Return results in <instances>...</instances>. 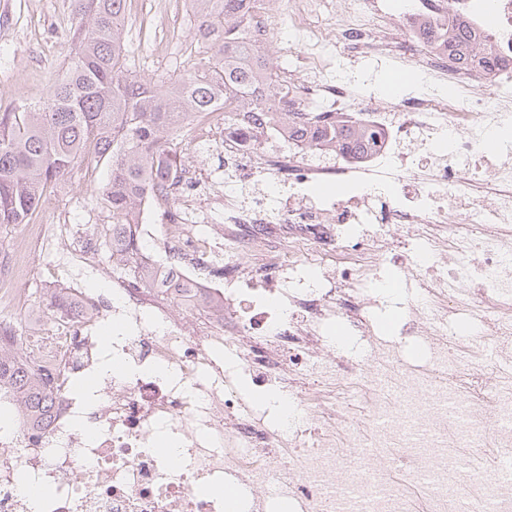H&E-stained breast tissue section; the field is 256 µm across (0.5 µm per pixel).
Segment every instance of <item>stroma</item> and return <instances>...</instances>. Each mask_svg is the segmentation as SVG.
<instances>
[{"instance_id": "obj_1", "label": "stroma", "mask_w": 512, "mask_h": 512, "mask_svg": "<svg viewBox=\"0 0 512 512\" xmlns=\"http://www.w3.org/2000/svg\"><path fill=\"white\" fill-rule=\"evenodd\" d=\"M124 54L130 71L149 79H175L186 73L181 42L166 31H192L190 7L182 0H126ZM75 24L70 0H0V112L38 101L61 78L70 51L69 32ZM398 58L358 59L352 76L362 96L388 102L381 85L401 68ZM107 163L85 162L57 188L50 202L55 214L71 224H108L112 210L103 198ZM403 294L391 295L375 312L383 333L400 338L406 357H413L415 337L403 335L407 315Z\"/></svg>"}]
</instances>
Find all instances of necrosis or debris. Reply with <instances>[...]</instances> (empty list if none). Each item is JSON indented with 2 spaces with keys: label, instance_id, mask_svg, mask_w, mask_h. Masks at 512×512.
I'll list each match as a JSON object with an SVG mask.
<instances>
[{
  "label": "necrosis or debris",
  "instance_id": "obj_1",
  "mask_svg": "<svg viewBox=\"0 0 512 512\" xmlns=\"http://www.w3.org/2000/svg\"><path fill=\"white\" fill-rule=\"evenodd\" d=\"M318 0H251L246 41L272 44L282 24L299 37L295 67L275 104L254 100L194 113L187 124L200 150L224 156V171L248 174L258 192L205 200L220 177L182 166L165 191L145 193L133 229L147 249L154 287L93 264L98 245L84 225L41 216L25 225L11 266L26 279L39 251H53L57 279L100 275L104 302L81 288L35 336L0 318V343L17 341L28 360L56 377L54 416L36 429L15 418L0 435V512H31L20 478L46 487L41 512H234L226 484L258 488L248 512H411L409 488L427 512H512V0H336L327 31L307 24ZM496 22L483 23L486 12ZM463 16L477 31L478 58L459 66L446 45L418 40L408 58L428 91L382 107L336 74L335 49L352 58L393 55L398 36ZM337 112L381 134L362 159L329 161L288 137V113ZM496 139L497 152L484 149ZM237 224H318L277 248L264 235L237 243ZM175 220L179 264L163 258L158 226ZM276 267V280L251 272L224 279L201 260L226 251ZM335 260L319 287L298 288L303 258ZM411 268L418 297L408 335L423 365L400 345L360 362L351 336L372 337L374 290L389 289L379 268ZM475 291V304L454 296ZM331 360L319 354L336 330ZM117 357L124 370L108 372ZM173 369L175 379L158 375ZM80 380L97 402L69 389ZM254 394L287 383L284 409L264 422L237 386ZM176 456L158 449L160 437Z\"/></svg>",
  "mask_w": 512,
  "mask_h": 512
}]
</instances>
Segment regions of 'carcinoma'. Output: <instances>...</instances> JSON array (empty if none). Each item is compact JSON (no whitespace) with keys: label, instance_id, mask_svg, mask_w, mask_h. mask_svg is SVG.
I'll return each instance as SVG.
<instances>
[{"label":"carcinoma","instance_id":"cac0c4a2","mask_svg":"<svg viewBox=\"0 0 512 512\" xmlns=\"http://www.w3.org/2000/svg\"><path fill=\"white\" fill-rule=\"evenodd\" d=\"M247 0H192L193 34L211 52L213 65L171 83L132 74L123 52L125 0H72L79 25L71 38L65 73L46 100L0 112V225L24 224L51 183L67 177L92 155L112 163L105 200L112 208V241L100 245L128 254L120 273L148 287L138 263L140 244L130 217L148 188L158 189L183 163L170 137L191 112H206L227 91L249 95L262 84L274 88L277 72L252 62L239 19ZM447 40L458 59L472 37L470 22L457 18L449 29L422 31ZM293 132L315 146L354 156L371 151L376 135L334 112H308ZM56 392L51 373L0 354V401L24 398L27 420L51 422Z\"/></svg>","mask_w":512,"mask_h":512}]
</instances>
